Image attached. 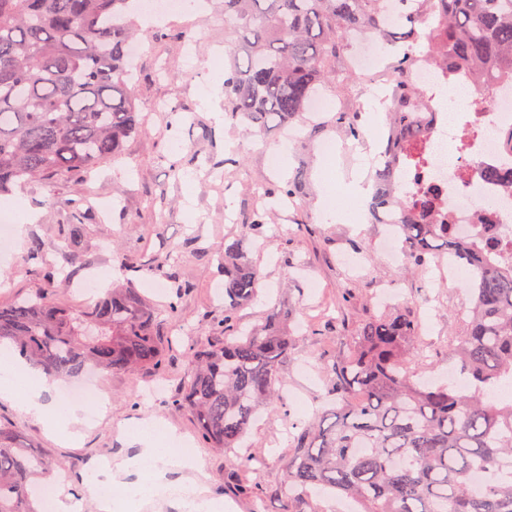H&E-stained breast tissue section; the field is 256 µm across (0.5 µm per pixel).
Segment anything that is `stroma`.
<instances>
[{
    "label": "stroma",
    "instance_id": "stroma-1",
    "mask_svg": "<svg viewBox=\"0 0 512 512\" xmlns=\"http://www.w3.org/2000/svg\"><path fill=\"white\" fill-rule=\"evenodd\" d=\"M223 10V0H208L197 14L200 33L190 66L182 59V46L171 39L182 31L183 20L140 27L138 39L145 51L135 66V92L146 116L143 129L126 142L119 159L97 166L87 181L39 182L20 190L40 218L28 225L22 243L0 252L4 306L44 287L26 261L33 242L57 240L64 224L82 216L89 248L80 259L70 264L57 252L46 255L59 281L52 300L86 309L103 296L99 283L109 274L117 283L133 280L159 312L163 374L140 369L97 377L96 385L111 405L106 414L87 416L79 441L60 443L40 421L0 400V423L16 430L51 462L49 480H65L79 504L77 512H98L86 495L91 466L106 459L117 463L133 454L135 447L123 430L144 418L192 441L205 461L210 494L223 500L224 512H283V502L273 494L283 480L281 461L292 450L294 433L328 406V364L347 351L368 317L384 312L378 299L382 290L393 291L395 305L411 312L420 332L426 376L440 384L448 371L460 369L452 350L468 321L464 288L428 287V280L439 274L435 262L408 266L383 260L375 244L387 225L371 219L363 224L343 219L330 223L319 206L325 187L341 195L356 167V153L379 152L375 136L385 128L387 108H376L374 101L363 98L364 76L356 70L321 89L328 100L326 111L292 138L274 128L259 134L232 123L224 116L223 97H204L213 73L224 68L219 51L234 38L216 20ZM165 103L185 116L178 129L170 128V115L161 109ZM355 111L362 114L356 133L349 129ZM328 137L336 141L337 151L325 166L316 145ZM280 145L288 151V168L277 174L268 151ZM194 157L217 164V175L172 174L171 162ZM298 171L303 174V193L289 201L272 200L264 236L250 251L262 292L237 314L238 326L246 330L262 323L271 309H292L289 325L295 340L279 370L281 400L252 424L237 450L240 458L263 462L261 468L243 472L248 483L262 487L258 498L228 485L223 453L199 441L190 410L174 399L189 371L192 351L211 341L224 315L225 241L241 235L239 218L258 207L263 191L282 185ZM132 260H151L155 267L134 274L127 269ZM174 276L191 284L178 300L176 320L164 311L168 296L156 290Z\"/></svg>",
    "mask_w": 512,
    "mask_h": 512
}]
</instances>
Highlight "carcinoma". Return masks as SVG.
I'll use <instances>...</instances> for the list:
<instances>
[{"mask_svg": "<svg viewBox=\"0 0 512 512\" xmlns=\"http://www.w3.org/2000/svg\"><path fill=\"white\" fill-rule=\"evenodd\" d=\"M401 2L407 6L397 10L395 0H224V29L241 39L225 44L231 66L224 110L254 132L304 123L319 88L336 83L350 33L400 46L386 160L374 175L371 207L393 215L410 262L447 256L471 271L470 320L455 355L472 390L413 380L418 331L405 310L368 320L329 367L335 405L298 432L281 463L285 512H308L315 491L347 495L360 512H512V402L487 394L493 383L512 379V265L501 267L477 244L454 237L442 188L416 178L407 198L396 194V169L417 173L425 163V131L413 112L417 92L399 88L412 61L409 46L426 44L450 80L493 75L512 84V0ZM136 13L135 0H0V195L33 181L80 178L121 156L126 139L142 129L127 57ZM471 112L462 152L479 134L484 102L475 100ZM301 189L297 174L270 195L293 198ZM264 224L253 211L245 233L224 241L219 336L192 352L177 397L203 442L224 452L233 478L234 450L257 413L279 400L278 369L293 348L284 308L247 332L230 333L237 310L258 296L247 246ZM64 245L68 257L87 246L83 224L64 228ZM52 248L37 242L28 255L31 271L50 288L55 275L43 258ZM157 322L158 313L127 282L88 310L42 294L0 306V343H12L52 380L159 372ZM504 466L507 474L474 489V470ZM50 467L0 424V512H42L36 479Z\"/></svg>", "mask_w": 512, "mask_h": 512, "instance_id": "cac0c4a2", "label": "carcinoma"}]
</instances>
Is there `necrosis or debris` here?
<instances>
[{
    "instance_id": "4bbe7bcc",
    "label": "necrosis or debris",
    "mask_w": 512,
    "mask_h": 512,
    "mask_svg": "<svg viewBox=\"0 0 512 512\" xmlns=\"http://www.w3.org/2000/svg\"><path fill=\"white\" fill-rule=\"evenodd\" d=\"M406 82L416 89V110L426 129L427 164L423 180L448 190L446 205L463 241L512 238V187L480 175L481 167L507 166L512 162V146L503 135L512 130V90L497 85L486 111L483 133L469 155L449 153L480 93L475 81L446 83L443 71L432 65L426 54L418 53L406 74Z\"/></svg>"
}]
</instances>
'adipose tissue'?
I'll use <instances>...</instances> for the list:
<instances>
[{"instance_id":"adipose-tissue-1","label":"adipose tissue","mask_w":512,"mask_h":512,"mask_svg":"<svg viewBox=\"0 0 512 512\" xmlns=\"http://www.w3.org/2000/svg\"><path fill=\"white\" fill-rule=\"evenodd\" d=\"M50 389L47 378L35 375L10 347L0 346V399L14 403L21 412L43 422L59 439H77L84 424L81 407L59 399L46 402L44 395ZM126 434L138 444V452L124 458L117 468L97 467L96 479L88 486L90 495L96 498L99 512H112V502L99 496V486L115 483L117 474L134 475L146 467L154 471L151 484L130 482L126 485L135 497L136 506L156 500H172L180 505L182 512H223V501L210 497L207 488L196 479L205 469L202 457L177 455V448L186 442L184 436L171 429H161L153 420L129 426ZM175 468L190 471V478L178 483L167 482V473Z\"/></svg>"}]
</instances>
